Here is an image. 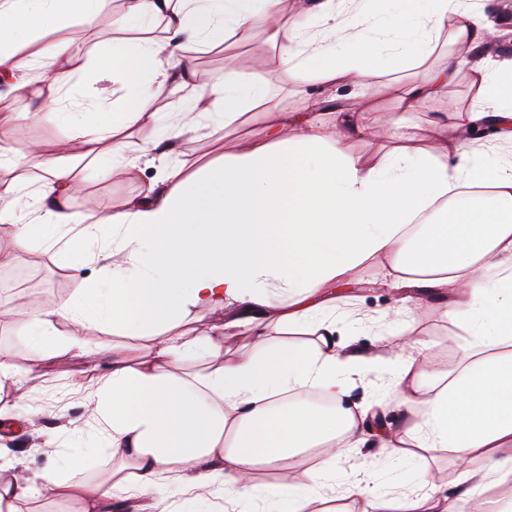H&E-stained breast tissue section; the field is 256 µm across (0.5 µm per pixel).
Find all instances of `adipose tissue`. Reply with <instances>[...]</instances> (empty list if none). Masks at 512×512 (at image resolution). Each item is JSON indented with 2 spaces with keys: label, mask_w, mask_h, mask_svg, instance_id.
I'll use <instances>...</instances> for the list:
<instances>
[{
  "label": "adipose tissue",
  "mask_w": 512,
  "mask_h": 512,
  "mask_svg": "<svg viewBox=\"0 0 512 512\" xmlns=\"http://www.w3.org/2000/svg\"><path fill=\"white\" fill-rule=\"evenodd\" d=\"M104 2L0 0V77H11L19 92L57 91L52 67L74 58V40L45 42L42 33L93 23ZM416 2L294 0L288 18L283 0L251 7L243 0H124L111 32L101 35L107 55L88 65L92 79L111 77L123 92L111 120L97 119L92 103L13 113L17 123L65 128L60 152L26 155L0 145V167L15 173L0 189V224L13 227L0 238V253L61 244L73 257L71 305H36L13 316L31 344L32 364L55 355L62 319L153 342L149 359L124 346L103 349L112 369L94 393L91 436L108 449L113 490L128 501L142 502L174 476L186 504L222 498L232 512H305L325 489L362 499V512H446L409 481L385 484L340 467L363 429L338 405L359 359L334 339L337 323L348 318L336 309L334 288L376 259L388 262L402 288L447 292L446 314L464 330V368L449 381L429 346L398 324L391 388L407 417L403 432L377 433L384 461L400 465L407 439L423 450L456 449L469 478L464 502L512 482V352L496 351L512 341V56L485 54L494 22L475 0H431L427 11ZM132 25L134 37L127 34ZM257 31L277 48L296 109L231 55L208 90L192 82L187 44L218 46ZM379 31L389 35L388 49L378 47ZM444 33L465 54L437 64ZM33 42L51 63L37 74L20 53ZM397 68L412 72L392 87L405 109L443 94L464 69L476 95L426 128L401 117L384 126L341 103L330 125L312 120L325 90L365 85ZM173 85L183 92L182 107L161 115L156 105ZM256 109L266 123L219 158L195 167L175 158L179 138L202 118L230 126ZM487 125L495 145L475 144L470 131ZM384 136L395 147L371 158L343 147L349 138ZM106 138L112 152L98 164L104 175L146 157L174 162L139 199L90 221L69 204L75 184L68 166ZM107 226L120 234L110 248L102 244ZM94 242L112 271L106 290L82 274ZM198 307L219 321L205 335L180 332ZM304 326L315 343L289 340ZM233 329L247 333L248 348L229 359L224 333ZM190 356L215 365L185 376L176 366ZM300 458L310 461L301 484L256 483L258 473ZM113 490L67 483L52 469L35 481L0 477V512L44 495L74 498L81 512H107Z\"/></svg>",
  "instance_id": "obj_1"
}]
</instances>
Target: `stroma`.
Instances as JSON below:
<instances>
[{
  "label": "stroma",
  "instance_id": "1",
  "mask_svg": "<svg viewBox=\"0 0 512 512\" xmlns=\"http://www.w3.org/2000/svg\"><path fill=\"white\" fill-rule=\"evenodd\" d=\"M122 12V0H107L94 26L75 23L65 28V35L74 37L80 48L76 63L58 68L59 85L62 91L78 89L85 99L111 110L120 97L119 87L111 80L85 82L81 79L83 64L98 55V30L111 27L113 18ZM189 52L197 59L195 82L206 87L211 76L224 67L225 54L236 57L240 69L262 73L276 90L287 88V75L278 66L274 48L262 45L260 40L244 41L239 36L230 37L225 45L216 48L190 47ZM408 72L393 71L380 80L367 84L359 92L357 103L361 108L375 110L377 118L389 120L398 114L399 108L389 90L394 81H404ZM473 96L468 76H461L451 85L445 96L422 102L406 115L410 123L426 125L437 114L447 111L449 106L469 105ZM42 100L12 91L0 84V140L20 151L40 154L53 152L62 141L65 128L58 123L33 121L16 124L7 120L10 112L42 111ZM265 117L255 112L246 122L227 129H201L197 134L182 137L180 150L189 161H206L219 157L226 143L241 139L253 129L263 125ZM165 171L161 161L143 164L141 169L108 178L97 174L95 169L79 171L76 179L79 188L71 198L74 211L94 217L108 209H120L127 202L139 198L149 183L160 180ZM27 267L33 272H47V279L35 284L16 285L0 291V309L23 311L28 307V298L40 292L42 303L55 307L68 302L73 294L69 258L62 250H44L41 247L21 255H0V274ZM386 261H370L358 267L350 285L336 291V304L340 310L357 316L356 324L341 323L337 326L336 340L348 343L352 353L365 357L370 365L358 369L354 384L346 399L347 404H365L368 408L365 426H373L376 420H385L388 427L399 429L403 423V412L396 398L389 392L390 373L384 363L393 351L383 338L398 319L399 299L405 291L386 276ZM417 305L410 323L415 334L427 341L434 361L442 370L459 373V348L454 341L460 334L458 323L445 315L446 301L441 296L416 291L411 294ZM61 334L81 333L88 348L87 353L59 350L55 357L31 367L30 346L12 325L0 322V352L8 355L15 365V374L0 377V398L17 403L32 425L27 432L0 429V446L8 448L10 458L16 459V470L27 478L36 477L48 466H56L59 473L70 482H97L108 484L112 470V459L101 448L87 449V464L77 471L68 470L66 460L75 450L77 439L86 435L91 421V394L96 379L107 369L105 362L96 357L99 348L112 345H135L144 356H152V340L147 336H122L110 331L89 328L78 331L71 322L58 324ZM53 441L54 453H47L46 441ZM439 473L442 485L435 492L436 499L454 506L460 491L462 475L453 453L438 448L424 457H408L401 465L400 473L413 481H420L423 470Z\"/></svg>",
  "mask_w": 512,
  "mask_h": 512
}]
</instances>
